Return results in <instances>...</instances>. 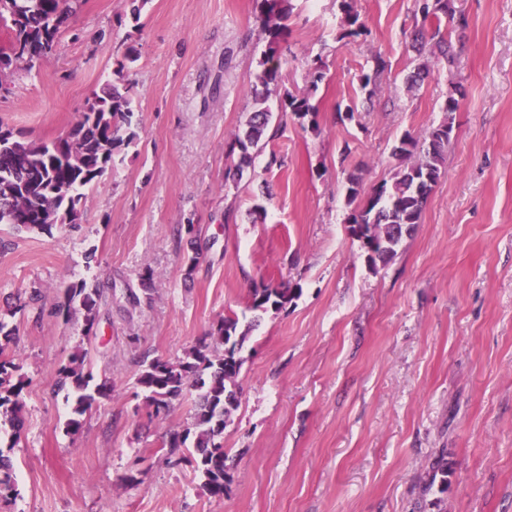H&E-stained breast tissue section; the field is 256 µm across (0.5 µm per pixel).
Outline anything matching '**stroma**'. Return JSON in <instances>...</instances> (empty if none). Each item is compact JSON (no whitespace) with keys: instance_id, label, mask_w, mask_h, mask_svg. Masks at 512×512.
I'll list each match as a JSON object with an SVG mask.
<instances>
[{"instance_id":"obj_1","label":"stroma","mask_w":512,"mask_h":512,"mask_svg":"<svg viewBox=\"0 0 512 512\" xmlns=\"http://www.w3.org/2000/svg\"><path fill=\"white\" fill-rule=\"evenodd\" d=\"M451 2L470 21L457 64L411 92L416 0H357L369 34L348 43L339 0H291L282 73L303 88L314 59L326 63L320 130L292 115L272 126L234 184L226 143L249 115L267 46L253 0H149L137 20L128 0H84L56 51L14 76L0 123L49 141L134 47L125 81L139 139L87 191L79 224L48 235L0 224V312L39 293L12 320L25 426L12 450L18 494L0 512H512V0ZM375 52L391 71L368 98L359 76ZM458 90L421 222L369 268L346 233L348 177L366 190L389 178L400 137L440 123ZM352 102L354 118L340 119ZM189 221L193 235L177 236ZM147 268L152 299L132 303ZM82 278L112 284L88 338L58 312L62 284ZM289 280L301 296L245 345L224 430L230 481L208 497L193 463L162 446L190 424L194 394L153 417L140 362L181 358L219 318L245 312L255 283ZM79 346L113 390L73 434L75 395L56 382ZM439 458L443 493L428 487Z\"/></svg>"}]
</instances>
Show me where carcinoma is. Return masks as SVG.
Masks as SVG:
<instances>
[{
    "mask_svg": "<svg viewBox=\"0 0 512 512\" xmlns=\"http://www.w3.org/2000/svg\"><path fill=\"white\" fill-rule=\"evenodd\" d=\"M81 0H0V24L8 37L0 42V87L33 61L53 53L59 43L61 28L80 6ZM422 24L450 23L448 36L464 37L468 28L465 15H455L451 0H417ZM290 0H255L256 19L267 37V49L260 61L253 88V110L244 127L228 143L229 152H240L237 171L249 166L266 147L265 135L272 122L292 113L308 119L311 131L319 129L318 107L312 103L319 84L326 78L325 65L319 63L309 72V85L292 91L284 89L277 106L268 104L270 85H279L280 66L271 62L288 39ZM342 14L339 39L351 40L368 33L356 8L355 0H340ZM438 40L431 57L448 67L456 63L452 42L434 32ZM137 60L130 47L118 62L114 75L118 81L95 89L83 112L72 127L74 139L58 137L50 142L29 140L8 126L0 124V224L16 232L52 234L62 224H77L81 219L83 190L114 166L116 157L137 138L132 129L133 110L130 87L119 86L123 72ZM390 71L389 61L380 53L371 56L368 69L359 78L361 92L372 97L382 77ZM433 73L429 61L418 63L405 77L406 88L413 90ZM460 108V99L448 97L441 111L445 119L431 127L423 138L404 135L393 150L398 164L390 179L362 195L358 179L348 180L346 202L350 210L345 223L356 224L355 239H367L363 249L367 263L376 267L397 253L403 238L420 223L432 188L443 174L448 144L454 126L451 114ZM107 288L79 279L65 288V301L59 312L72 319L82 315V335L94 334L98 308ZM298 283L277 287L260 284L252 288L249 310L259 315L279 312L301 295ZM251 325L239 328V318L226 316L212 325L209 332L176 361L144 357L136 386L153 408V416L167 413L173 403L187 392H196L197 408L191 426L169 432L162 445L169 454L185 448L202 479V490L212 498L224 497L229 483L228 452L224 448V428L239 402L237 379L245 362L242 352ZM17 327L0 318V427L11 428V441L0 445V499L17 494L11 473L10 453L21 439L24 403L21 393L25 378L22 365L4 356L5 348L15 340ZM86 354L77 348L66 364L58 369L57 386L76 393L72 417L67 427L73 433L81 427V417L101 399L112 396V383L96 381L86 369Z\"/></svg>",
    "mask_w": 512,
    "mask_h": 512,
    "instance_id": "1",
    "label": "carcinoma"
}]
</instances>
